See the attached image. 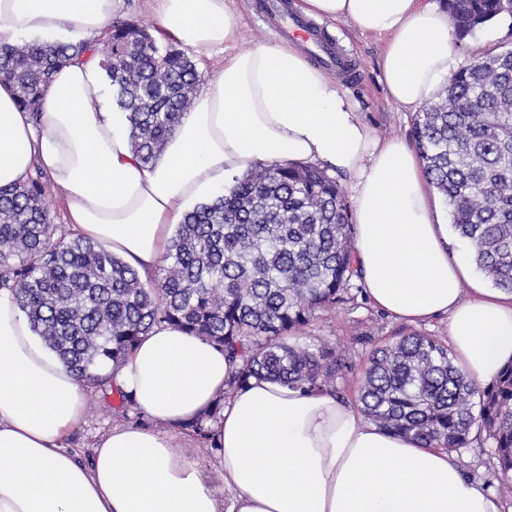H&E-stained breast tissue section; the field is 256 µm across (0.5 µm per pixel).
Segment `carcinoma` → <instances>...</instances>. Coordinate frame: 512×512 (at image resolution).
<instances>
[{
    "instance_id": "carcinoma-1",
    "label": "carcinoma",
    "mask_w": 512,
    "mask_h": 512,
    "mask_svg": "<svg viewBox=\"0 0 512 512\" xmlns=\"http://www.w3.org/2000/svg\"><path fill=\"white\" fill-rule=\"evenodd\" d=\"M459 40L512 18V0H444ZM101 57L112 106L126 113L133 152L153 161L196 96L195 63L161 46L143 26L112 21L109 42L34 41L0 46V79L39 115L41 85L58 68ZM412 137L427 183L451 208L455 235L478 270L512 293V47L461 65L416 116ZM45 184L0 188V283L14 291L33 331L79 381L107 391L101 374L140 337L169 325L224 349L230 388L251 378L303 392L336 390L349 367L334 346L290 344L319 309L345 301L356 277L352 210L326 171L302 163L262 165L188 212L157 278L82 237H54ZM378 428L456 452L471 434L491 440L512 472V364L482 389L448 348L410 333L375 350L359 393Z\"/></svg>"
}]
</instances>
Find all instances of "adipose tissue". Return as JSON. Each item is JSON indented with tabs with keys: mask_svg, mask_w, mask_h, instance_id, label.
<instances>
[{
	"mask_svg": "<svg viewBox=\"0 0 512 512\" xmlns=\"http://www.w3.org/2000/svg\"><path fill=\"white\" fill-rule=\"evenodd\" d=\"M150 2L178 42L224 56L162 153L139 160L124 113L105 107L96 61L75 62L43 85L36 122L0 82V187L41 167L62 190L73 230L144 273L187 207L231 176L272 162L346 174L355 265L372 305L411 322L447 316L457 365L478 383L495 381L512 362V295L477 284L462 301L468 270L448 253L417 154L401 139L376 138L351 96L297 46L227 53L237 27L225 0ZM124 8L125 0H0V46L63 30L88 40ZM300 8L387 35L383 80L405 110L432 101L455 64L448 15L427 0ZM105 372L153 425L113 427L86 465L64 445L84 418L82 384L0 287V512H501L447 450L379 429L335 392L257 378L229 389L220 347L180 329L154 327ZM204 416L216 450L200 459L175 431Z\"/></svg>",
	"mask_w": 512,
	"mask_h": 512,
	"instance_id": "1",
	"label": "adipose tissue"
}]
</instances>
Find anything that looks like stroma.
Listing matches in <instances>:
<instances>
[{
	"instance_id": "stroma-1",
	"label": "stroma",
	"mask_w": 512,
	"mask_h": 512,
	"mask_svg": "<svg viewBox=\"0 0 512 512\" xmlns=\"http://www.w3.org/2000/svg\"><path fill=\"white\" fill-rule=\"evenodd\" d=\"M259 2L227 0L238 24L233 51L279 40V33L261 13ZM320 28L333 37L338 52L348 64L347 71L337 73L336 81L357 103L362 120L379 138L410 140L415 115L398 109L390 101L382 80L385 36L361 33L346 21H324ZM510 43L512 22L504 20L485 26L472 37L456 43L455 49L459 63L465 64L476 60L489 47ZM349 294V300L336 308L316 311L307 326L293 331L289 337L290 342L302 346L329 343L346 350L351 368L337 381L338 391L344 398L357 399L362 374L375 349L413 332L434 337L442 343L448 340L447 317L400 322L374 308L361 283H354ZM118 404L116 394L87 388L84 419L66 439L67 446L77 449L82 460L90 459L98 438L112 427L127 422L149 426V419H138L136 413L121 416ZM455 458L466 476L500 499L502 512H512V492L508 491L507 479L496 466L491 443L475 440L456 453Z\"/></svg>"
}]
</instances>
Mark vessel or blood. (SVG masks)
<instances>
[{"instance_id": "obj_1", "label": "vessel or blood", "mask_w": 512, "mask_h": 512, "mask_svg": "<svg viewBox=\"0 0 512 512\" xmlns=\"http://www.w3.org/2000/svg\"><path fill=\"white\" fill-rule=\"evenodd\" d=\"M264 14L284 38L300 43L324 66L343 69V61L323 38L320 29L311 20L294 12L288 0H266Z\"/></svg>"}]
</instances>
